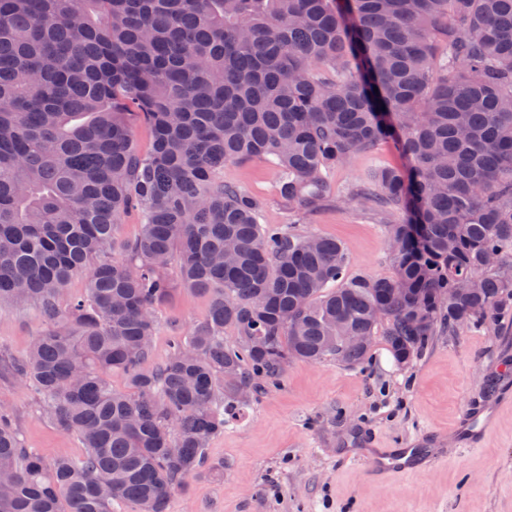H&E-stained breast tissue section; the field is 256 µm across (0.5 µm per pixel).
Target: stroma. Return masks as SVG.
I'll list each match as a JSON object with an SVG mask.
<instances>
[{
	"instance_id": "obj_1",
	"label": "stroma",
	"mask_w": 512,
	"mask_h": 512,
	"mask_svg": "<svg viewBox=\"0 0 512 512\" xmlns=\"http://www.w3.org/2000/svg\"><path fill=\"white\" fill-rule=\"evenodd\" d=\"M403 163L389 141L354 156L329 174V197L299 232L343 241L350 273L392 275L384 224L343 194L367 170ZM224 179L263 201L264 223H287L269 163L225 164ZM208 309L206 295L175 289L157 310L150 365L165 362L172 339L188 335ZM46 329L33 302L0 304L1 350L22 356ZM493 374L512 385L511 323L496 332L468 327L443 333L406 366L397 365L381 342L358 367L330 359L290 363L279 385L265 387L209 440L205 472L187 493L173 496L171 512H512V403L499 408L481 442L462 446L455 435L465 408L484 403ZM0 402L26 447L45 459L83 454L77 434L44 418L24 382L0 380ZM370 433L381 448L432 436L447 454L431 467L378 484L366 476L363 452L355 447L357 436Z\"/></svg>"
}]
</instances>
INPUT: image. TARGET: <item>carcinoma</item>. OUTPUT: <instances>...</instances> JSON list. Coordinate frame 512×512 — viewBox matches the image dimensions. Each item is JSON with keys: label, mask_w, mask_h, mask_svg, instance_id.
Listing matches in <instances>:
<instances>
[{"label": "carcinoma", "mask_w": 512, "mask_h": 512, "mask_svg": "<svg viewBox=\"0 0 512 512\" xmlns=\"http://www.w3.org/2000/svg\"><path fill=\"white\" fill-rule=\"evenodd\" d=\"M382 141L409 167L346 197L382 214L390 277L348 274L341 242L260 223L263 202L224 182L225 163L264 160L307 216L325 173ZM133 209L142 231L115 261ZM173 267L210 310L150 370ZM79 274L86 296L63 309ZM15 299L49 329L0 354V378L86 451L45 460L1 404L0 512H169L238 388L292 360L361 366L381 326L405 365L445 331L512 321V0H0V302Z\"/></svg>", "instance_id": "obj_1"}]
</instances>
